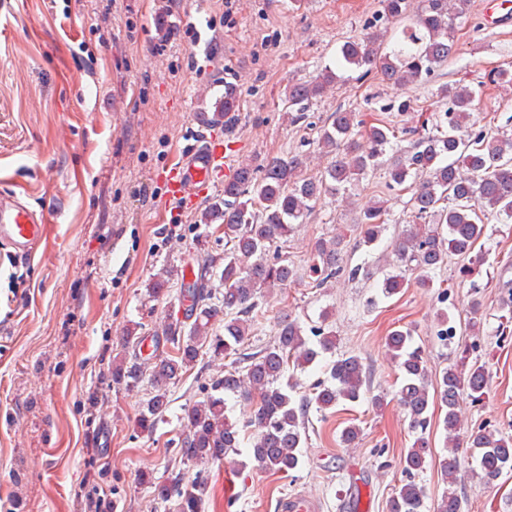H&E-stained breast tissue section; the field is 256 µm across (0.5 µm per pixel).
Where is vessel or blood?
Returning a JSON list of instances; mask_svg holds the SVG:
<instances>
[{
	"instance_id": "b4317fda",
	"label": "vessel or blood",
	"mask_w": 512,
	"mask_h": 512,
	"mask_svg": "<svg viewBox=\"0 0 512 512\" xmlns=\"http://www.w3.org/2000/svg\"><path fill=\"white\" fill-rule=\"evenodd\" d=\"M227 169L223 141L211 138L194 148L172 170L169 184L177 199L198 198L206 193L214 175ZM45 231L36 214L16 196L0 194V240L7 242L16 254H28Z\"/></svg>"
}]
</instances>
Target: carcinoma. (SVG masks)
Returning <instances> with one entry per match:
<instances>
[{"instance_id":"cac0c4a2","label":"carcinoma","mask_w":512,"mask_h":512,"mask_svg":"<svg viewBox=\"0 0 512 512\" xmlns=\"http://www.w3.org/2000/svg\"><path fill=\"white\" fill-rule=\"evenodd\" d=\"M382 2L383 15L401 23L390 49L376 46V32L343 45L336 69L326 68L313 81L289 88L291 122L303 118L312 100L325 93L344 69L362 68L366 75L376 69L387 80L404 84L425 79L448 60L455 20L467 13L469 0H422L415 11L411 10V0ZM482 94L480 89L442 87L438 96L445 108L433 130L388 163L389 186L412 191V213L418 223L393 246L396 271L384 277L381 292L386 298L407 287L408 271H419L421 282L430 283V273L441 268L450 254L466 258L472 265H483L486 255L475 252L486 236L482 217L493 214L505 223L512 221V137L461 133ZM218 109L224 120H234L238 97L233 86H224ZM353 117V113L339 110L325 121L318 144L329 161L320 175L305 176L303 161L296 155L286 159L276 156L260 167L244 163L224 183V202L212 204L201 214L204 224L222 221L227 248L222 257L209 252L196 256L195 279L183 285V299L189 304L182 316L169 317L161 336L155 339V348L169 345L173 352L155 353L154 362L146 366L134 352L143 330L135 323L124 336L125 351L112 358L106 373L112 383L132 390L144 373L150 372L154 392L138 418L140 431L153 430L162 419L169 403L167 382L192 367L203 350L242 360L241 347L258 316L262 289L286 287L297 276L295 267L278 254L279 244L323 197L345 196L353 182L379 166L394 150L395 129L373 125L364 129L369 147L357 152L354 136L361 123L354 122ZM387 223L388 213L382 205L364 208L360 214L363 244L378 242ZM340 253V238L316 241L313 271L320 274L317 286L340 276ZM219 317L224 323L222 336L215 334ZM436 320L440 340H453L456 328L448 313L437 312ZM386 345L400 370L396 396L416 433L412 448L401 456L406 479L395 487L389 512L426 509V493L416 476L431 453L426 431L431 423L429 409L436 400L445 408L442 426L449 454L440 461L448 490L434 504L433 512H463L464 499L454 488L461 430L457 406L464 390L473 400H481L486 389L483 367L474 363L465 375L447 368L431 384L424 351L415 345L411 329L390 331ZM334 348V331L318 327L307 336L298 321H281L273 341L247 357L244 370L226 371L224 377L204 387L202 399L184 409L183 429L167 480L156 482L153 472L144 470L141 482L154 486L160 505L165 507L174 500L180 512H201L209 483L207 466L223 461L240 447L243 434L248 436L249 455L260 470L272 474L297 470L311 406L326 411L341 402L356 403L368 393L361 360L343 354L325 366L327 378L310 385L309 392L297 394L300 383L295 371H305L321 354ZM229 394L253 401L255 408L249 420L240 422L226 414L224 396ZM467 443L477 452L484 478L495 479L512 469V435L482 426L471 431ZM185 466L197 468L193 478H185Z\"/></svg>"}]
</instances>
